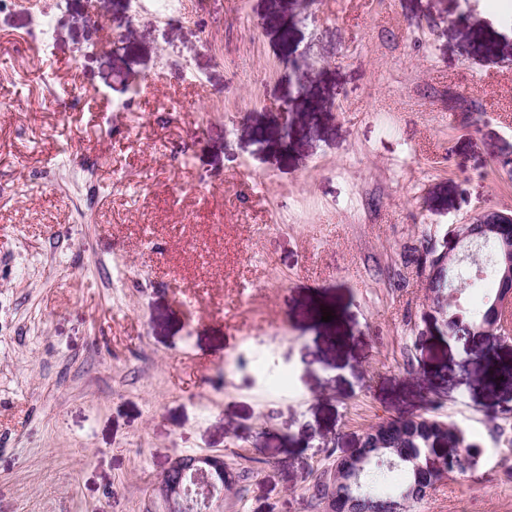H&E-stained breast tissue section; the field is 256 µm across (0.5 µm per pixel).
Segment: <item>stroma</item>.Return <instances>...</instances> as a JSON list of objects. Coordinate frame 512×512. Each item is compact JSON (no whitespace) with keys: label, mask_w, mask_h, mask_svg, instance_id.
I'll return each instance as SVG.
<instances>
[{"label":"stroma","mask_w":512,"mask_h":512,"mask_svg":"<svg viewBox=\"0 0 512 512\" xmlns=\"http://www.w3.org/2000/svg\"><path fill=\"white\" fill-rule=\"evenodd\" d=\"M509 4L1 10L0 512H162L195 452L223 512H322L328 454L429 409L481 463L411 512H512V337L443 335L412 262L512 214ZM228 473L219 455L177 454L154 485L164 512H215Z\"/></svg>","instance_id":"1"}]
</instances>
